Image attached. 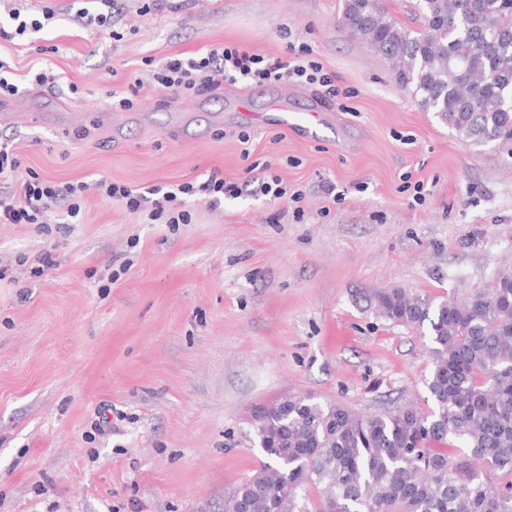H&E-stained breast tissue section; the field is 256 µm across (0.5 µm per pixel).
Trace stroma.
Segmentation results:
<instances>
[{
    "label": "stroma",
    "instance_id": "35a3bbf8",
    "mask_svg": "<svg viewBox=\"0 0 512 512\" xmlns=\"http://www.w3.org/2000/svg\"><path fill=\"white\" fill-rule=\"evenodd\" d=\"M341 7L117 0L103 28L80 15L97 0H0L2 21H44L0 40L22 89L0 101V137L24 166L58 183L217 170L243 186L190 203L188 224L150 223L92 189L77 223L57 206L46 228L0 224V512H224L263 459L260 405L311 393L364 415L431 409L427 338L378 317L371 297L459 298L512 267V156L425 111L337 27ZM290 42L335 74L338 96L282 81L187 98L148 86L139 108L107 104L114 73L144 59L225 43L280 56ZM46 68L57 84H32ZM282 101L321 124L305 137L274 125ZM264 162L300 205L257 194Z\"/></svg>",
    "mask_w": 512,
    "mask_h": 512
}]
</instances>
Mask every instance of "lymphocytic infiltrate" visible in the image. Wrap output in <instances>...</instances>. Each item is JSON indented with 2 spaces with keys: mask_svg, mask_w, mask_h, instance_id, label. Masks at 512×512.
Masks as SVG:
<instances>
[{
  "mask_svg": "<svg viewBox=\"0 0 512 512\" xmlns=\"http://www.w3.org/2000/svg\"><path fill=\"white\" fill-rule=\"evenodd\" d=\"M289 80L303 86L323 87L326 94L336 96V77L312 57L307 46L288 45L285 55L264 56L235 44L211 47L206 51L183 56H169L152 67L147 77L132 76L121 89L112 91V107L129 111L140 107L145 85L170 92L174 96L191 97L224 85L272 83ZM18 174L12 193L0 194L1 224H43L51 207L65 203L66 215L78 217L88 189L87 183L57 184L42 177L36 170L23 168L22 161L10 140H0V175ZM97 191L121 203L133 214H147L149 220L165 224H188L192 214L189 202L210 204L238 197V184L226 181L218 171L206 178L174 184H154L134 188L107 179L98 180Z\"/></svg>",
  "mask_w": 512,
  "mask_h": 512,
  "instance_id": "lymphocytic-infiltrate-1",
  "label": "lymphocytic infiltrate"
}]
</instances>
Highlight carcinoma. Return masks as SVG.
Listing matches in <instances>:
<instances>
[{"label": "carcinoma", "instance_id": "obj_1", "mask_svg": "<svg viewBox=\"0 0 512 512\" xmlns=\"http://www.w3.org/2000/svg\"><path fill=\"white\" fill-rule=\"evenodd\" d=\"M344 0L337 25L460 138L512 152V0ZM377 314L426 330L433 408L375 415L290 395L252 426L267 457L225 512H512V269L462 301L375 292Z\"/></svg>", "mask_w": 512, "mask_h": 512}]
</instances>
